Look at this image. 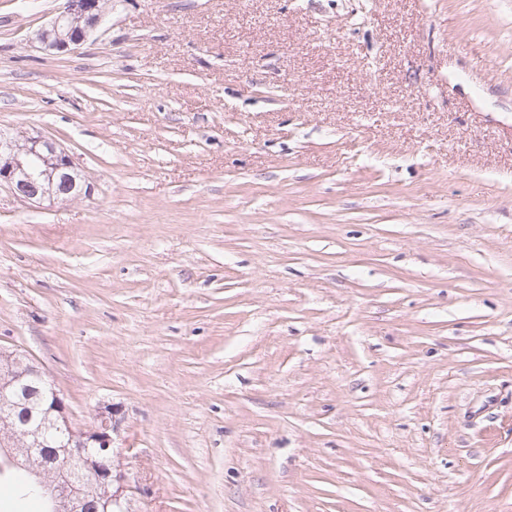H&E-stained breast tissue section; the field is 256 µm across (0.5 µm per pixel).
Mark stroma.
I'll list each match as a JSON object with an SVG mask.
<instances>
[{
	"label": "stroma",
	"instance_id": "1",
	"mask_svg": "<svg viewBox=\"0 0 512 512\" xmlns=\"http://www.w3.org/2000/svg\"><path fill=\"white\" fill-rule=\"evenodd\" d=\"M0 0V348L136 512H512V0ZM102 18L100 0H64L49 25L37 34V40L46 51H74L86 43ZM23 203L90 196L92 184L70 153L46 136L19 139L0 130V185Z\"/></svg>",
	"mask_w": 512,
	"mask_h": 512
}]
</instances>
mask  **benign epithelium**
I'll return each mask as SVG.
<instances>
[{
    "instance_id": "1",
    "label": "benign epithelium",
    "mask_w": 512,
    "mask_h": 512,
    "mask_svg": "<svg viewBox=\"0 0 512 512\" xmlns=\"http://www.w3.org/2000/svg\"><path fill=\"white\" fill-rule=\"evenodd\" d=\"M103 18L101 0H64L49 25L37 34L46 51H74L86 43ZM23 203L66 201L92 191L70 153L46 136L24 142L0 132V185ZM38 378L46 382L50 407L44 422L65 434L61 442L45 437L43 422L19 411L18 390ZM118 411L106 407L85 428L72 425L64 397L46 372L18 349H0V457L34 477V488L51 512H88L98 504L106 512H134L127 486L114 466Z\"/></svg>"
}]
</instances>
